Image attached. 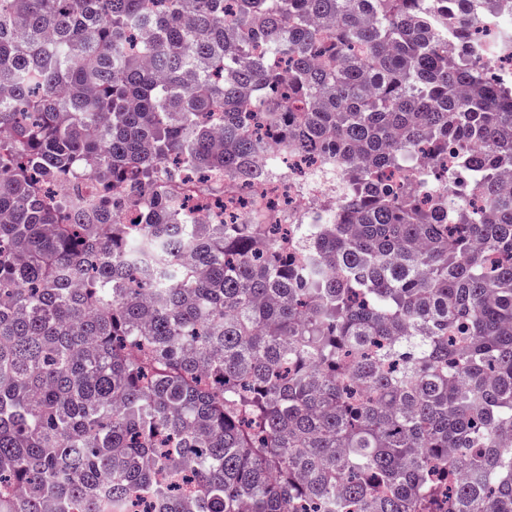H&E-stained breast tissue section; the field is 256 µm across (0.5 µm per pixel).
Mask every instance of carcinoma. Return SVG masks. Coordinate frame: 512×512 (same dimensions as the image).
Returning <instances> with one entry per match:
<instances>
[{
  "mask_svg": "<svg viewBox=\"0 0 512 512\" xmlns=\"http://www.w3.org/2000/svg\"><path fill=\"white\" fill-rule=\"evenodd\" d=\"M435 2L0 0V512H512V82ZM254 119L339 167L291 246L172 199ZM412 165L419 169V177L427 181L429 190L423 197L430 200L433 194H437V188L440 184L438 180L441 179L442 175H445L443 182L448 185V199L453 202L458 196L461 197L466 202V209L469 211L476 212L483 208L479 182L471 177L469 172L460 170L459 165L454 163V159L450 155H448V163L442 161L439 170H435V163L427 159L421 167L415 160Z\"/></svg>",
  "mask_w": 512,
  "mask_h": 512,
  "instance_id": "1",
  "label": "carcinoma"
}]
</instances>
